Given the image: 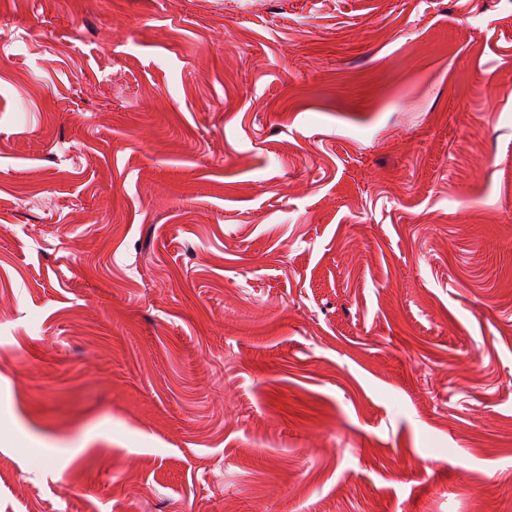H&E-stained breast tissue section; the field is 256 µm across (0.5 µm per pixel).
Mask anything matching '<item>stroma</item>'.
<instances>
[{"mask_svg":"<svg viewBox=\"0 0 512 512\" xmlns=\"http://www.w3.org/2000/svg\"><path fill=\"white\" fill-rule=\"evenodd\" d=\"M0 512H512V0H0Z\"/></svg>","mask_w":512,"mask_h":512,"instance_id":"obj_1","label":"stroma"}]
</instances>
